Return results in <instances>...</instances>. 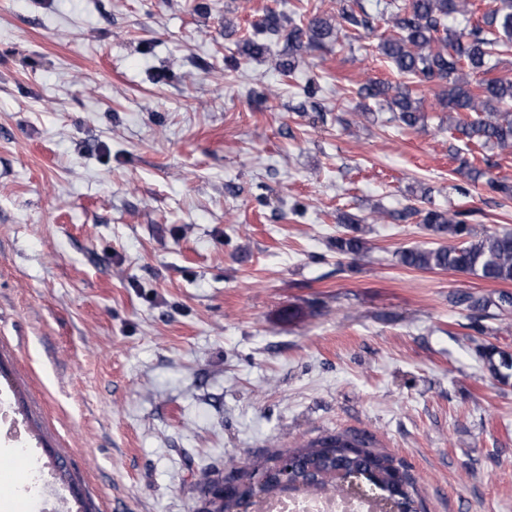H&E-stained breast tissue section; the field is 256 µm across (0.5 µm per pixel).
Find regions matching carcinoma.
I'll return each mask as SVG.
<instances>
[{"label":"carcinoma","mask_w":512,"mask_h":512,"mask_svg":"<svg viewBox=\"0 0 512 512\" xmlns=\"http://www.w3.org/2000/svg\"><path fill=\"white\" fill-rule=\"evenodd\" d=\"M386 13L393 34L385 37L380 49L395 70L441 87L439 101L448 110V129L464 137L474 146L512 151V77L496 76L499 66L512 65V0H500V6L485 14L482 21H470L469 0H387ZM462 18L463 27H448V17ZM262 31L278 36L284 25L279 15L270 13L256 24ZM372 27L370 15L359 0L344 4L332 22L313 18L308 25L288 28V58L275 64L281 74L295 71L293 53L304 49L324 48L339 40L346 28L355 31ZM359 94L381 99L395 114L397 121L415 128L421 121L420 100L413 97L408 85L392 86L378 81L364 84ZM469 176L477 181L485 178L487 191L505 197L512 195V185L473 167ZM467 212L428 209L422 223L438 238L450 244L437 247H412L396 253L399 265L419 270H448L468 273L486 281L512 283V233H474ZM347 233L336 237L331 246L344 256H359L367 250L362 237L361 220L346 218ZM455 303L479 312L493 307L498 315L512 313V292L497 296L461 295ZM488 371L501 378L512 371V355L493 346L482 347ZM296 460L288 475L281 476L278 461L282 455ZM269 458L240 470L231 477L234 493L218 496L217 483L207 487L208 508L203 512H238L245 503L257 505L277 495L288 485L309 493L348 490V484L336 478L342 474L363 477L369 481L380 477L381 498L392 501L400 512H421V501L415 479L393 456L374 448L364 437L328 434L307 445Z\"/></svg>","instance_id":"carcinoma-1"}]
</instances>
